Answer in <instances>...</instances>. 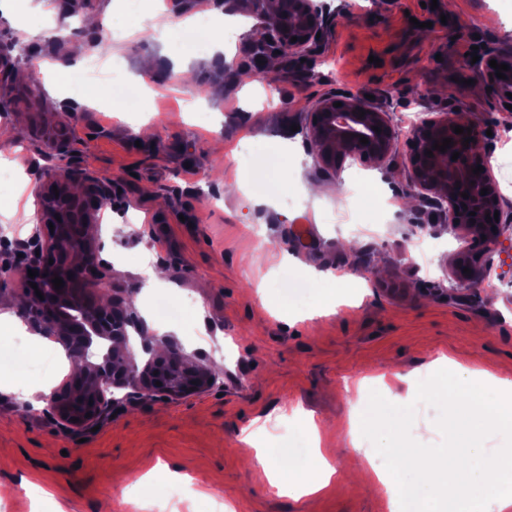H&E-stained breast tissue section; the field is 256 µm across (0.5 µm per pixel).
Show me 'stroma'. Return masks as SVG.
Instances as JSON below:
<instances>
[{
    "instance_id": "obj_1",
    "label": "stroma",
    "mask_w": 512,
    "mask_h": 512,
    "mask_svg": "<svg viewBox=\"0 0 512 512\" xmlns=\"http://www.w3.org/2000/svg\"><path fill=\"white\" fill-rule=\"evenodd\" d=\"M41 0H0V160L20 183L0 185V512H389L384 492L364 477L360 381L384 377L386 398L411 403L418 381L440 357L460 375L490 373L498 388L512 368V112L469 65L482 42L512 49V0H323L329 17L315 51L284 58L275 82L258 67L247 38L226 35V51L196 63L189 84L170 85V57L154 71L137 60L165 36L172 54L187 48L198 16L224 0H172L163 31L129 29L130 0H51L48 18L67 41L34 34ZM112 23L120 37L99 38ZM31 37H24V30ZM121 67L126 81L112 98L92 91L70 97L49 65L67 44ZM251 69L243 89L224 58ZM481 92L461 97V80ZM374 96L391 113L398 148L384 168L347 160L321 168L304 130L324 97ZM54 98L53 107L44 99ZM462 108L491 137L490 156L503 212L501 244L484 259L478 282L456 288L448 262L463 242L431 204L415 197L407 170L410 131L421 119ZM295 130L288 153L276 138ZM236 143L235 155L212 152L214 139ZM271 179L253 183L259 164ZM66 167L110 184L103 223L94 225L96 256L108 271L104 291L125 298L141 321L131 334L140 351L177 346L193 360L217 364L216 389L178 401L141 400L121 407L97 431L78 436L47 410V399L71 372L36 366L42 346L29 324L9 319L26 294L22 258L9 238H31L45 168ZM377 190L364 206L348 188L352 169ZM298 196L286 207L282 192ZM164 267L152 285L139 267ZM347 273L335 289L310 269ZM195 298L189 322L158 311L160 295ZM336 312L319 316L328 298ZM267 423L268 454L290 450L310 474L308 422L321 426V452L352 479L342 490L311 496L278 494L256 451L241 441L257 417ZM46 488L35 497L25 483Z\"/></svg>"
}]
</instances>
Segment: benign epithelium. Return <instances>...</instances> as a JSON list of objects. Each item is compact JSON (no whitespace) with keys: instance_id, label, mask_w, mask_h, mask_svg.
Returning <instances> with one entry per match:
<instances>
[{"instance_id":"benign-epithelium-1","label":"benign epithelium","mask_w":512,"mask_h":512,"mask_svg":"<svg viewBox=\"0 0 512 512\" xmlns=\"http://www.w3.org/2000/svg\"><path fill=\"white\" fill-rule=\"evenodd\" d=\"M324 11L317 0H281L278 11L268 15L264 0H250L248 13L255 19L252 49L278 51L287 58L310 52L317 34L323 31ZM293 37L298 41H291ZM491 60L509 66L505 78L496 76L497 70L489 66ZM474 67L503 103L512 105V54L492 50L488 59L477 61ZM336 102L334 96L323 98L309 113L308 133L319 165L337 171L350 157L384 166L397 149V133L389 113L362 97H347L340 107L334 106ZM457 125L469 127L471 132L456 134L453 127ZM375 126L381 132L374 131ZM363 137L368 143H360ZM482 137V127L463 110L443 112L412 129L410 180L465 241V247L453 254L448 265V278L457 285L479 281L482 257L500 245V232L492 231L498 222H489L486 216L502 210V198L488 156L480 148ZM445 138L452 139L453 145L443 157L433 145ZM467 138L473 142L465 147ZM428 150L433 156L426 155ZM455 152L459 157L454 161ZM479 165L484 171L473 174L472 169ZM74 179L75 174L65 169L51 168L44 174L36 237L39 255L24 263V269L38 271L31 279L37 288H27L24 312L33 331L59 340L70 362L80 366L78 378L52 392L50 413L72 431L83 433L107 420L127 401L178 400L216 386L219 374L205 364L187 362L178 352L159 356L147 345L144 350L150 358L142 365L132 354L121 357L118 347L128 346L129 329L137 328L136 322L127 310L110 301L102 302L87 291V285L103 277L88 240L110 187L88 178L80 194L72 189ZM483 188L488 193L481 194ZM463 193L468 197H461ZM465 268L471 273H463ZM57 276L64 283L58 290L52 283ZM37 289L43 297L36 295Z\"/></svg>"}]
</instances>
